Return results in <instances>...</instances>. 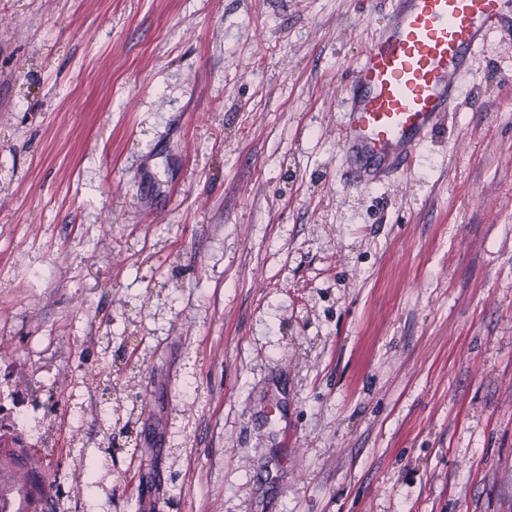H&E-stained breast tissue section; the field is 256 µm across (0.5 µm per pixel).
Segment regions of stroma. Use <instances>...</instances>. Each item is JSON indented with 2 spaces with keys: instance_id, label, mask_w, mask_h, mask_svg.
<instances>
[{
  "instance_id": "stroma-1",
  "label": "stroma",
  "mask_w": 512,
  "mask_h": 512,
  "mask_svg": "<svg viewBox=\"0 0 512 512\" xmlns=\"http://www.w3.org/2000/svg\"><path fill=\"white\" fill-rule=\"evenodd\" d=\"M390 10L0 0V425L53 512H512V39L357 188Z\"/></svg>"
}]
</instances>
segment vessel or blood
Listing matches in <instances>:
<instances>
[{
  "label": "vessel or blood",
  "instance_id": "obj_1",
  "mask_svg": "<svg viewBox=\"0 0 512 512\" xmlns=\"http://www.w3.org/2000/svg\"><path fill=\"white\" fill-rule=\"evenodd\" d=\"M512 34V0H394L346 88L339 137L349 185L408 169L445 125L485 37Z\"/></svg>",
  "mask_w": 512,
  "mask_h": 512
}]
</instances>
